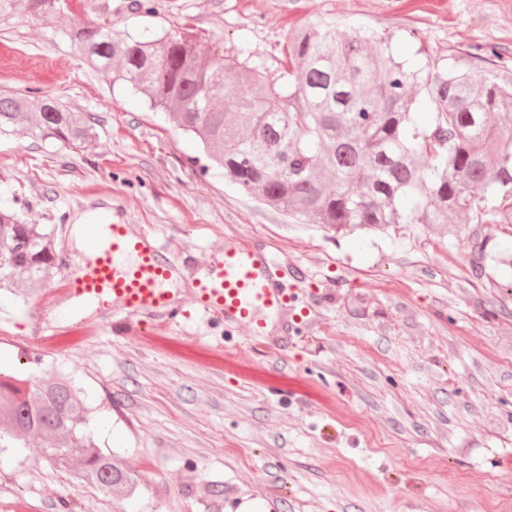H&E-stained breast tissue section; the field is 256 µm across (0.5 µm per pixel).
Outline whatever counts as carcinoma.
<instances>
[{"mask_svg":"<svg viewBox=\"0 0 512 512\" xmlns=\"http://www.w3.org/2000/svg\"><path fill=\"white\" fill-rule=\"evenodd\" d=\"M69 12L67 0H0V20ZM71 49L149 107L168 114L224 170V179L297 224L336 233L394 224L512 225V68L460 58L442 71L393 57L390 37L330 22L288 34L276 77L250 58L201 48L198 34L134 36L106 22L65 27ZM430 114L421 124L416 112ZM0 135L82 150L90 118L55 99L0 93ZM502 196V203L490 199ZM52 232L0 208V291L26 296L57 265ZM81 388L59 375L24 387L0 372V449L36 434L46 461L105 498L140 488L136 472L102 453L87 431Z\"/></svg>","mask_w":512,"mask_h":512,"instance_id":"carcinoma-1","label":"carcinoma"}]
</instances>
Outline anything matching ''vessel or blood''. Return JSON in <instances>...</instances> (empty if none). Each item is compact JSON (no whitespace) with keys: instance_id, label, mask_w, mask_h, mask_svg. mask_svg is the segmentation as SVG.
<instances>
[{"instance_id":"vessel-or-blood-1","label":"vessel or blood","mask_w":512,"mask_h":512,"mask_svg":"<svg viewBox=\"0 0 512 512\" xmlns=\"http://www.w3.org/2000/svg\"><path fill=\"white\" fill-rule=\"evenodd\" d=\"M88 237L96 252L89 266H75L64 276L65 293L131 313L177 317L170 282L187 265L156 237L126 224L91 225ZM299 301L297 289L280 275L273 255L247 243H229L222 260L194 285L192 312L223 316L225 328L247 326L254 339L268 336L270 322L287 323Z\"/></svg>"}]
</instances>
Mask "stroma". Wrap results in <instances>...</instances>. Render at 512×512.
<instances>
[{"label":"stroma","mask_w":512,"mask_h":512,"mask_svg":"<svg viewBox=\"0 0 512 512\" xmlns=\"http://www.w3.org/2000/svg\"><path fill=\"white\" fill-rule=\"evenodd\" d=\"M0 22V90L90 116L95 140L0 137V204L53 230L61 265L20 301L0 294V371L70 375L97 446L140 475L103 498L36 448L0 451V512H512V226L427 224L335 234L286 216L189 157L197 144L72 56L73 21L134 35L193 29L279 73L290 29L332 21L393 36L400 60L512 62V0H69ZM155 234L192 271L244 241L277 256L304 323L255 340L219 321L73 313L59 286L80 254L76 218ZM52 313H45L46 300ZM222 497L209 493L213 484Z\"/></svg>","instance_id":"35a3bbf8"}]
</instances>
